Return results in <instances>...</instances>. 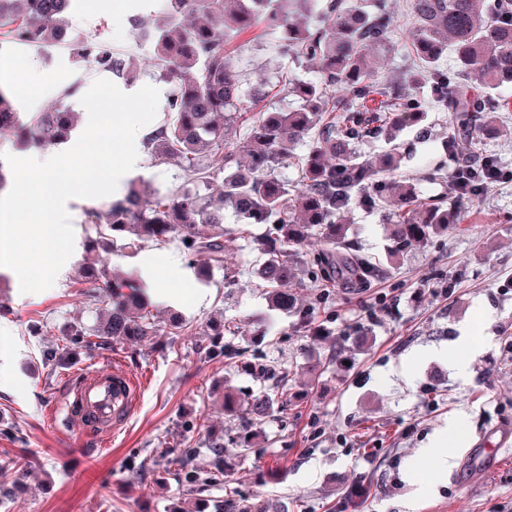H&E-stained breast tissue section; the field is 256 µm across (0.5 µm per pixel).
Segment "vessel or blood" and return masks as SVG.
Wrapping results in <instances>:
<instances>
[{
	"label": "vessel or blood",
	"instance_id": "vessel-or-blood-1",
	"mask_svg": "<svg viewBox=\"0 0 512 512\" xmlns=\"http://www.w3.org/2000/svg\"><path fill=\"white\" fill-rule=\"evenodd\" d=\"M140 381L119 368H97L79 375L66 402L67 416L83 437H101L129 420Z\"/></svg>",
	"mask_w": 512,
	"mask_h": 512
}]
</instances>
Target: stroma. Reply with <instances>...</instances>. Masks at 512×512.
<instances>
[{"label":"stroma","instance_id":"1","mask_svg":"<svg viewBox=\"0 0 512 512\" xmlns=\"http://www.w3.org/2000/svg\"><path fill=\"white\" fill-rule=\"evenodd\" d=\"M385 4L399 26L393 48L372 49L371 65L376 79L390 85L415 60L406 47L409 0ZM162 8V0H122L121 11L112 13L92 8L91 0H72L67 12L73 35L106 43L134 70V80H118L122 91L159 90L158 126L169 117L171 85L131 20L156 22ZM17 55L36 62L44 79L33 95L15 97L26 121L61 99L76 108L105 75L68 46L32 47L0 27V84H8ZM230 58L250 84H277L288 68L304 79L314 75L312 64L294 66L280 56L275 31L262 25L236 38ZM69 87L73 95L64 96ZM429 123L430 141L415 130L400 136V172L417 179L423 197L436 198L447 193L451 170L442 146L447 107H432ZM141 133V160L120 179L118 192L138 178L164 192L183 186L181 168L157 163L145 142L149 128ZM102 204L99 198L69 204L77 251L51 288L21 292L15 272L0 269V286L8 290L0 314V462L21 450L29 458L21 491L0 497V512H177L183 448L194 447L192 466L206 469L210 433L236 436L237 422L225 419L220 407L224 387L258 388L261 381L249 369L255 362L287 365L289 408L265 425L261 453L236 460L231 474L244 493L278 501L284 512H512V449L487 459L476 446L479 438L492 440L512 428V352L506 348L512 341V183L489 187L462 206L456 229L392 259L385 256L380 215L353 207L349 234L362 255L381 259L380 272L362 286H336L322 303L315 289H301L299 313L269 307L251 274L259 255L236 224L225 226V269L206 281L197 276L199 258L179 240L136 252L113 249L98 263L105 279L136 278L155 267L171 297L152 303L151 313L165 320L179 314L191 327L179 336L121 340L90 352L67 344L66 334L96 319L98 304L81 267L95 234L86 213ZM228 269L237 273L230 285ZM372 312L377 320H369ZM308 314L328 335L303 329ZM224 322L236 326L225 332V343L242 352L230 361L209 356L201 335ZM464 335L478 345L462 374L456 344ZM53 347L62 348L64 359L52 371L42 355ZM407 361L413 369L406 380L400 369ZM113 365L142 380L138 406L115 438L77 437L65 421L69 386L79 373ZM456 419L464 432L448 446L451 467L418 472L420 449Z\"/></svg>","mask_w":512,"mask_h":512}]
</instances>
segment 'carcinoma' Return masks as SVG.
Returning a JSON list of instances; mask_svg holds the SVG:
<instances>
[{
    "label": "carcinoma",
    "instance_id": "1",
    "mask_svg": "<svg viewBox=\"0 0 512 512\" xmlns=\"http://www.w3.org/2000/svg\"><path fill=\"white\" fill-rule=\"evenodd\" d=\"M70 0H0V23L10 25L18 42L34 47L69 43L81 58L117 77L126 63L96 40L70 35L65 13ZM161 24L132 25L151 38L157 66L172 85L168 111L173 119L147 138L155 161L176 163L193 182L208 183L209 158L224 162L223 190L218 200L189 189L162 192L131 182L120 198L87 213L96 236L87 251H107L119 241L139 249L177 238L205 262L206 276L224 266V214L240 225L267 224L266 236L251 239L260 254L253 270L271 308L296 309L295 290L302 287L297 265L306 268L319 291L337 280H367L378 264L359 254L348 238L347 214L353 205L382 214L393 258L411 248H423L456 223L448 201L462 206L475 199L477 182L469 168L482 155L481 134L497 124L496 113L512 109L498 91L512 84V0H410L408 35L416 51L417 70L406 80L387 87L374 78L368 51L386 47L397 24L384 0H167ZM317 14L301 24L297 14ZM280 31L282 56L294 62H313L318 77L310 81L281 74L280 83L300 100L296 110L262 112L246 122L245 115L269 97L272 87L245 84L228 59L235 36L259 25ZM453 51L459 75L468 84L446 96L448 78L439 73L442 56ZM432 81L433 99L452 112L446 148L453 157L458 185L448 195L420 198L414 183L398 174L403 159L397 137L427 117L424 104L406 90ZM13 92L0 85V132L14 133L20 146L33 143V131L54 145L70 139L77 113L54 104L37 113L31 124L14 108ZM244 135H237L241 124ZM382 137L390 145L371 159L359 151L364 138ZM300 144L302 155L291 147ZM297 169L295 180L281 169ZM98 295L106 305L92 326H77L72 343L90 351L105 350L116 339L142 341L159 335L161 325L147 311L138 291ZM262 376L277 378L272 388L243 393L224 387V417L238 422L239 436L231 447L214 438L209 444L211 467L198 471L189 465L194 449L183 450L180 485L187 495L224 485L221 512H274L261 498H247L225 480L229 459L257 453L264 424L287 411L288 371L249 365ZM24 455L0 465V496L10 498L18 487Z\"/></svg>",
    "mask_w": 512,
    "mask_h": 512
}]
</instances>
